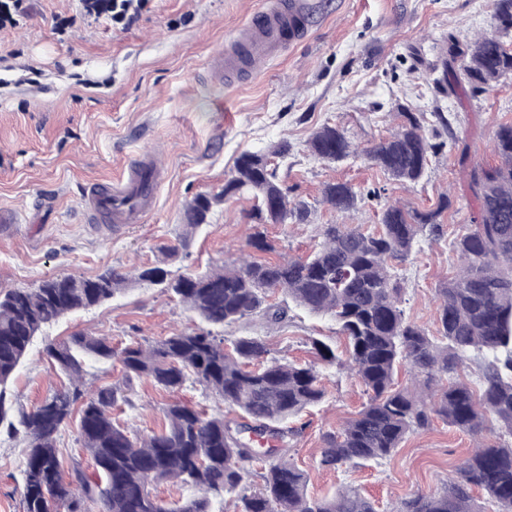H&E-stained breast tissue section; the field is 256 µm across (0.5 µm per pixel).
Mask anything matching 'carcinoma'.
Instances as JSON below:
<instances>
[{
  "label": "carcinoma",
  "mask_w": 512,
  "mask_h": 512,
  "mask_svg": "<svg viewBox=\"0 0 512 512\" xmlns=\"http://www.w3.org/2000/svg\"><path fill=\"white\" fill-rule=\"evenodd\" d=\"M512 0H491L490 30L460 50L461 69L469 83L488 86L512 75ZM398 131L376 143L367 155L392 179L419 180L429 159L423 134L424 113L399 107ZM311 154L339 162L353 154L344 130L325 124L309 140ZM288 142L267 153L245 150L221 196L197 195L188 205L185 227L206 221L213 203L250 194L257 201L251 218L258 225L304 222L308 209L288 199L275 182L269 156L288 155ZM497 164L475 165L470 189L479 212L473 227L456 238L462 262L448 285L438 289L441 303L435 339L408 320L401 308L402 288L392 262L411 255L420 235L438 236L440 218L451 206L441 197L436 207L410 211L386 205L380 229L367 232L351 224H324L322 241L305 260L251 261L203 273L168 277L159 266H144L135 275L114 268L93 277L64 275L36 288H15L0 297V425L8 420L6 387L33 338L64 315L97 306L132 282L164 284L205 322L224 326L260 315L273 324L288 317V307L266 303L267 293L281 290L313 313L331 315L347 339L352 368L368 400L340 432L324 436L320 465L355 467L389 457L407 434L428 425L431 415L479 436L491 414L512 436V122L494 134ZM358 194L346 182L327 183L322 203L337 212L356 208ZM317 360L334 364L338 355L321 340H311ZM110 359L112 343L77 334L46 347L47 356L68 378L35 409L21 415L27 442L24 469L25 512H211L210 496L238 492L239 512H376L373 504L350 489L332 499L312 498L308 477L282 453L263 467L261 484L250 489L245 463L256 459L249 443L224 421L181 401L165 408L167 426L138 438L112 420V406L129 402L121 387L107 386L83 398V361L79 354ZM488 353L480 394L459 375L471 354ZM127 378H149L159 387L180 391L191 381L213 397L241 411L258 428L279 436L281 425L322 402L325 390L311 364L270 356L265 343L241 337L231 346L209 331L181 332L152 344L128 343L120 352ZM406 364L420 391L399 388L397 369ZM80 406L78 440L95 464L87 474L78 461L71 479L63 475L57 439ZM176 480L196 494L171 507L152 494L150 485ZM483 489L500 507L512 512V443H483L440 491H416L398 512H481L471 496Z\"/></svg>",
  "instance_id": "cac0c4a2"
}]
</instances>
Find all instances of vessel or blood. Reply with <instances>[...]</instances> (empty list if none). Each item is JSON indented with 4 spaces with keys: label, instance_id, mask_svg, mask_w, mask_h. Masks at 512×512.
<instances>
[{
    "label": "vessel or blood",
    "instance_id": "b4317fda",
    "mask_svg": "<svg viewBox=\"0 0 512 512\" xmlns=\"http://www.w3.org/2000/svg\"><path fill=\"white\" fill-rule=\"evenodd\" d=\"M302 12L300 0H272L255 14L251 25L230 38L224 55L213 63L214 71L233 73L244 57L255 60L278 54L289 40L303 35ZM160 177V168L147 155L129 164L116 182L91 188L86 197L89 222L145 223L153 210Z\"/></svg>",
    "mask_w": 512,
    "mask_h": 512
}]
</instances>
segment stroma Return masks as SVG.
Here are the masks:
<instances>
[{"instance_id": "stroma-1", "label": "stroma", "mask_w": 512, "mask_h": 512, "mask_svg": "<svg viewBox=\"0 0 512 512\" xmlns=\"http://www.w3.org/2000/svg\"><path fill=\"white\" fill-rule=\"evenodd\" d=\"M5 2L12 20L0 25V212L14 221L0 223V295L64 274L89 278L158 263L189 273L233 263L252 231L253 199L219 202L190 236L185 210L197 194L223 190L242 151L264 152L285 140L293 150L275 159L277 178L290 201L306 203L311 214L303 224L262 225L276 255L307 256L324 224L372 229L387 204L425 211L450 198L440 235L421 237L397 267L406 317L435 332L437 290L456 273L453 242L478 212L469 167L493 163L494 133L512 122V76L473 88L446 52L488 29L491 0H305V36L230 77L213 73L212 61L265 0H147L125 27L86 0ZM400 103L425 113L434 147L418 182H395L361 154L336 163L310 155L307 142L326 123L346 130L358 147L372 146L395 132ZM144 154L155 156L163 172L148 222L87 223V191L115 181ZM334 181L355 188V211L322 204L323 185ZM170 245L178 246L177 256H166ZM205 328L228 342L260 338L275 357L315 362L326 395L290 420L296 433L288 439L311 496L352 487L377 512H396L415 491L447 484L477 444L436 417L387 460L321 468L324 435L367 401L346 367L315 361L310 351L319 339L344 353L335 320L293 306L279 324L257 316L210 328L171 292L138 283L35 337L9 386L14 409L32 410L63 382L45 354L48 344L87 333L119 349ZM83 377L94 388L124 385L130 402L115 417L137 435L160 431L163 409L175 399L233 424L241 420L200 385L172 393L146 378L125 379L116 359L86 361ZM25 445L22 434L0 427V512H24Z\"/></svg>"}]
</instances>
